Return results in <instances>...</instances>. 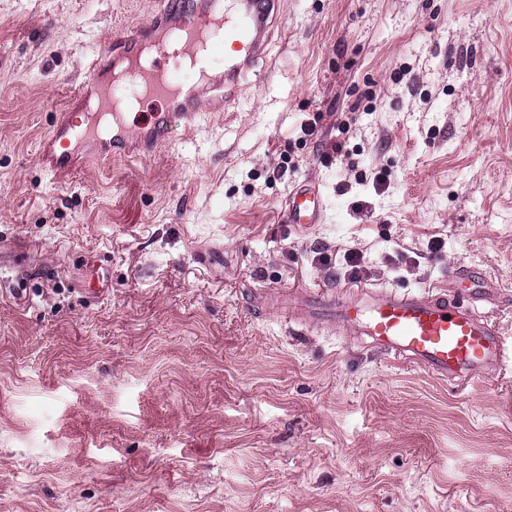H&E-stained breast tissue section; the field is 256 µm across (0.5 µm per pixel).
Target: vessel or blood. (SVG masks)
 Here are the masks:
<instances>
[{
    "instance_id": "vessel-or-blood-1",
    "label": "vessel or blood",
    "mask_w": 512,
    "mask_h": 512,
    "mask_svg": "<svg viewBox=\"0 0 512 512\" xmlns=\"http://www.w3.org/2000/svg\"><path fill=\"white\" fill-rule=\"evenodd\" d=\"M274 7L275 0H163L148 26L91 60L90 76L78 89L85 109L56 114L41 144L44 169L55 180L71 178L82 163L75 147L83 143L94 145L93 156L100 160L115 153L128 159L149 155L172 120L194 124L205 103L220 109L223 98L212 94V85L223 76L238 78L264 56ZM220 41L229 51L219 69L213 49ZM186 63L192 68L189 81L178 77ZM129 85L135 88L133 103L160 99L166 105L165 112L135 130L112 109ZM325 208L320 189L303 185L289 194L283 221L307 230L322 223ZM480 282L476 271L452 270L444 289L357 288L340 295L325 290L314 293L312 301L350 343L460 386L496 377L512 364V345L478 309L490 296Z\"/></svg>"
}]
</instances>
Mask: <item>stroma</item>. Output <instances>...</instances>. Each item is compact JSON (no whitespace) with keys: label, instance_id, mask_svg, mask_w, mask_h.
Returning a JSON list of instances; mask_svg holds the SVG:
<instances>
[{"label":"stroma","instance_id":"35a3bbf8","mask_svg":"<svg viewBox=\"0 0 512 512\" xmlns=\"http://www.w3.org/2000/svg\"><path fill=\"white\" fill-rule=\"evenodd\" d=\"M158 2L0 0V512H512V367L458 390L264 297L470 268L512 342V0H277L223 111L56 182ZM325 208L324 196L318 187H296L288 196L283 222L308 230L323 222Z\"/></svg>","mask_w":512,"mask_h":512}]
</instances>
